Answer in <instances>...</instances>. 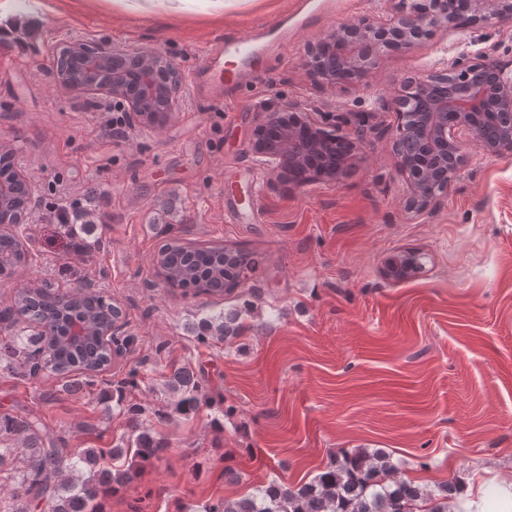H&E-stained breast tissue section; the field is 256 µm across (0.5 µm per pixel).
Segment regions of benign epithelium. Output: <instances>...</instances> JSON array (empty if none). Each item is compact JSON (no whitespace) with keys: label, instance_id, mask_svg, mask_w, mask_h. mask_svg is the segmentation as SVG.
Masks as SVG:
<instances>
[{"label":"benign epithelium","instance_id":"7a95c632","mask_svg":"<svg viewBox=\"0 0 512 512\" xmlns=\"http://www.w3.org/2000/svg\"><path fill=\"white\" fill-rule=\"evenodd\" d=\"M441 4L442 0H405V7L387 22L364 17L338 26L307 48L308 65L327 84L360 82L372 71V49L409 50L417 44L419 31L458 22L448 17ZM465 8L462 20L470 23L512 20V0H467ZM53 65L68 89L125 101L133 123L140 128H152L154 123L146 101L120 80L128 68H145L143 86L149 92L158 87L175 100L182 88L178 68L159 50L75 42L55 54ZM383 107L397 117L393 151L401 161V172L409 177L407 207L411 210L426 209L448 191L457 176L456 169L448 167V157L461 153L462 137H472L490 155L504 150L503 142H512V72L493 60L474 62L458 57L430 74L400 84ZM264 111L266 119L253 130L252 151L259 162L275 169L281 168L284 160H303L307 147L300 129L304 127L321 149L336 142L346 146L338 165L316 173L318 180L339 183L366 139L363 127L356 130L354 138L341 133L348 124L342 113L327 112L318 124L308 120L296 103L277 102ZM271 127L282 131L277 145L265 138ZM423 269V255L409 251L391 257L385 274L401 281Z\"/></svg>","mask_w":512,"mask_h":512}]
</instances>
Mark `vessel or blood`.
Listing matches in <instances>:
<instances>
[{
  "label": "vessel or blood",
  "instance_id": "b4317fda",
  "mask_svg": "<svg viewBox=\"0 0 512 512\" xmlns=\"http://www.w3.org/2000/svg\"><path fill=\"white\" fill-rule=\"evenodd\" d=\"M255 39H228L210 49L194 78L209 88L221 90L242 84L247 65L257 54Z\"/></svg>",
  "mask_w": 512,
  "mask_h": 512
}]
</instances>
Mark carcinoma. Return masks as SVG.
<instances>
[{"label":"carcinoma","instance_id":"1","mask_svg":"<svg viewBox=\"0 0 512 512\" xmlns=\"http://www.w3.org/2000/svg\"><path fill=\"white\" fill-rule=\"evenodd\" d=\"M15 180L11 150H0V181ZM69 236L90 247L87 237L93 224H67ZM29 252L21 240L0 233V278H9L26 265ZM156 264L166 285L182 293L222 296L241 285L260 265L257 254L243 248L197 247L178 237L168 239L158 250ZM71 304L63 307L58 291L47 281L33 282L16 290L13 304L0 311V318L27 317L44 330L29 334L19 331L0 344V362L25 380L39 374L66 380L78 389L93 384L95 377L109 370L110 347L93 350L55 340L69 322L83 319L92 331L102 329L115 304L104 293L94 297L69 295ZM238 313L219 311L201 318L192 326L196 340L205 345L237 338ZM176 394L173 410L187 417L196 415L206 400L203 379L187 366L175 367L167 380ZM139 387L137 370L128 373L112 391V400L121 409L127 392ZM15 437L24 450L22 466L16 468L12 500L22 506L6 512H100V500L125 489L137 478L143 465L159 458L164 445L156 438L146 419L130 421L127 442L113 448H85L78 454L66 452L64 439L50 433L40 415L32 410L0 414V438ZM453 484L428 491L399 476V466L381 449H356L342 453V459L325 467L300 487H289L275 480L259 486L239 499H219L202 506V512H448V499L457 495Z\"/></svg>","mask_w":512,"mask_h":512}]
</instances>
